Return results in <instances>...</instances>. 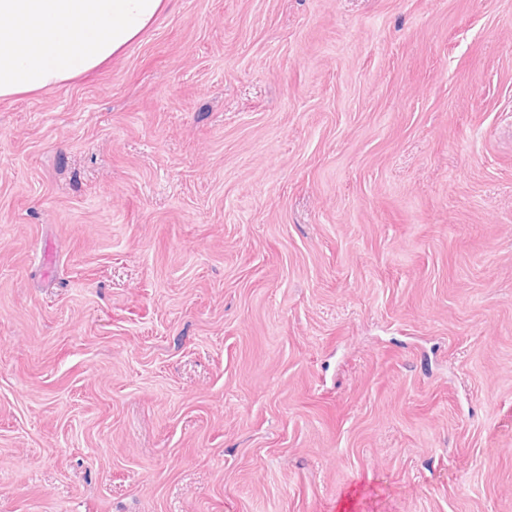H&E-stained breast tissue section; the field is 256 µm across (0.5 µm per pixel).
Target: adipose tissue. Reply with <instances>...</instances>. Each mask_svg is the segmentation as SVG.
Returning a JSON list of instances; mask_svg holds the SVG:
<instances>
[{"label":"adipose tissue","mask_w":512,"mask_h":512,"mask_svg":"<svg viewBox=\"0 0 512 512\" xmlns=\"http://www.w3.org/2000/svg\"><path fill=\"white\" fill-rule=\"evenodd\" d=\"M165 0H0V98L97 69L147 29Z\"/></svg>","instance_id":"ef3b65f1"}]
</instances>
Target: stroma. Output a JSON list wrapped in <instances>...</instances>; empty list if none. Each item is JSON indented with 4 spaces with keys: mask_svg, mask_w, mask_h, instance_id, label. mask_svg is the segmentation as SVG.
<instances>
[{
    "mask_svg": "<svg viewBox=\"0 0 512 512\" xmlns=\"http://www.w3.org/2000/svg\"><path fill=\"white\" fill-rule=\"evenodd\" d=\"M512 512V0H168L0 99V512Z\"/></svg>",
    "mask_w": 512,
    "mask_h": 512,
    "instance_id": "35a3bbf8",
    "label": "stroma"
}]
</instances>
